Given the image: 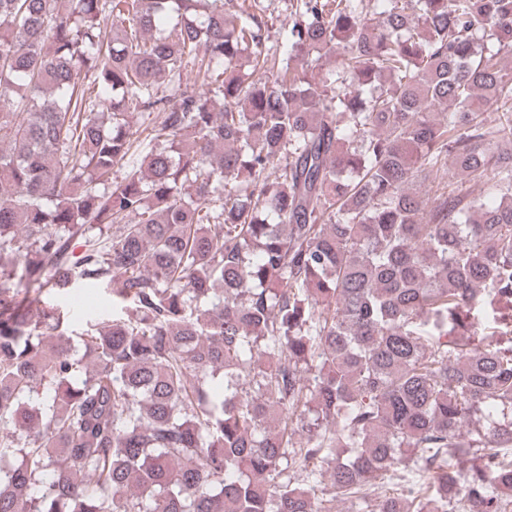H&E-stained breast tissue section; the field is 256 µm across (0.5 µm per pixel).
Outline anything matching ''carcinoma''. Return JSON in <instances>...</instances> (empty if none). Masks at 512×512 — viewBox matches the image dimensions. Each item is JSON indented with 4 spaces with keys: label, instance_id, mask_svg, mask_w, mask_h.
I'll return each instance as SVG.
<instances>
[{
    "label": "carcinoma",
    "instance_id": "cac0c4a2",
    "mask_svg": "<svg viewBox=\"0 0 512 512\" xmlns=\"http://www.w3.org/2000/svg\"><path fill=\"white\" fill-rule=\"evenodd\" d=\"M511 57L512 0H0V512H509ZM52 297L55 302L72 312L77 322L80 323L77 327L78 331L84 328L87 321L92 323L112 321V294L107 288L93 287L78 282L67 292H53ZM83 297L91 298V303L78 306L76 300Z\"/></svg>",
    "mask_w": 512,
    "mask_h": 512
}]
</instances>
